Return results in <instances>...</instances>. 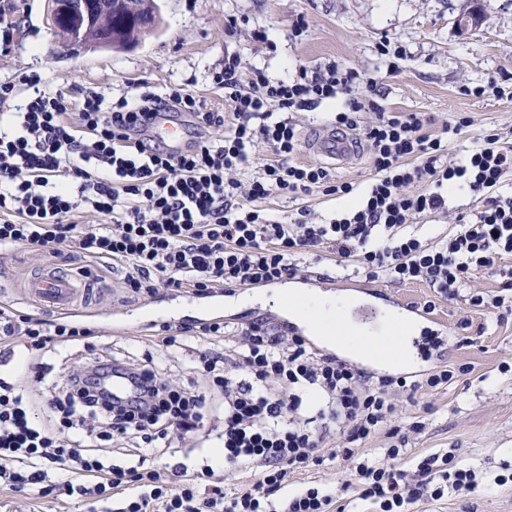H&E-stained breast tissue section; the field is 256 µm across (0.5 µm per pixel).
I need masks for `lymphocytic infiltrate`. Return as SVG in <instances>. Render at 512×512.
<instances>
[{"label": "lymphocytic infiltrate", "mask_w": 512, "mask_h": 512, "mask_svg": "<svg viewBox=\"0 0 512 512\" xmlns=\"http://www.w3.org/2000/svg\"><path fill=\"white\" fill-rule=\"evenodd\" d=\"M240 68L232 54L214 76L234 104L229 116L175 89L165 97L146 91L137 103L108 108L98 96H87L74 124L65 93L37 92L14 113V130H0V253L25 246L57 254L69 247L107 258L126 268V288L144 297L161 287L205 292L271 285L300 273L297 255L328 247L337 265H357L369 280L422 282L444 299L466 287L473 271L512 256V195L495 191L512 171V148L501 145L499 135H485L456 164L447 159L448 137L468 128V118L454 119L443 134L426 133L416 114L384 110L375 78L334 61L300 67L288 81L270 80L259 69L245 80ZM342 95L348 101L335 123L362 129L377 174L362 198L327 222L301 209L293 223L283 224L254 208V201L274 192L352 193L351 183L332 178L324 167L294 162L301 131L285 117ZM173 103L201 130L223 129V138L199 141L181 154L151 145L148 120ZM365 110L377 118L362 128L358 114ZM260 143L274 159L246 175ZM458 182L484 194L482 210L460 216L445 240L423 242L410 232L412 220L445 209L448 189ZM414 183L422 192L408 194ZM82 208L101 216V223L75 222ZM159 332L170 348L196 337L208 341L191 373L220 398L222 466L256 470L251 484L226 493L223 475L209 465L178 463L166 470L152 461L127 469L105 464L111 449L133 436L148 454L157 440L192 438L204 398L162 379L152 359L100 356L63 374L62 397L46 401L59 416L55 425L36 423L32 403L0 378V487L44 495L50 473L60 471L57 490L95 499L99 512H333L335 496L318 486L284 492L291 474L327 458L356 462L358 494L378 504L379 512H410L420 500L441 499L445 490L466 497L478 486L476 472L450 455L425 457L412 473L396 465L408 442L407 434L389 426L396 395L452 384L455 370L448 365L412 380L376 377L264 320L233 328L220 319L164 322ZM91 334L77 319L53 322L1 306L0 365L10 362L14 339L46 353ZM228 340L232 349L218 351V343ZM116 369L136 385L135 399H113L109 381ZM309 393L321 403L313 419L304 415ZM330 427L344 443L324 458L319 450L328 448ZM382 433L390 440L383 461H358L362 447Z\"/></svg>", "instance_id": "f902f5d3"}]
</instances>
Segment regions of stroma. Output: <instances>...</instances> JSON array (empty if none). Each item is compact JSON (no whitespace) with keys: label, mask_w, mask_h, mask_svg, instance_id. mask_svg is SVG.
Returning <instances> with one entry per match:
<instances>
[{"label":"stroma","mask_w":512,"mask_h":512,"mask_svg":"<svg viewBox=\"0 0 512 512\" xmlns=\"http://www.w3.org/2000/svg\"><path fill=\"white\" fill-rule=\"evenodd\" d=\"M474 1L485 21L478 31H462L456 18ZM161 13L158 30L147 33L136 48L75 51L48 24L46 0H0V26L12 35L9 52L0 55V83L15 86L0 108L13 112L23 106L32 94L25 80L34 77L40 89L63 91L76 105L90 94L108 107L123 99L135 100L145 91L162 95L179 88L206 108L225 113L234 105L212 75L223 68L227 55L240 57L243 73L258 68L275 81L292 77L302 65L337 61L364 76L379 77L383 107L417 114L427 132L439 130L455 116L469 117L466 134L448 139L451 161L464 160L490 131L500 136L502 145H512V102L471 94L474 87L491 80L512 89V0H162ZM232 24L237 27L233 33L228 30ZM259 29L267 33L269 45L252 39V32ZM386 41L392 54L381 52ZM340 107L337 101L324 102L290 113L304 140L294 162L321 164L307 142L332 129ZM347 206V199L317 190L296 199L274 193L257 204L286 223L301 208L321 219ZM482 206L480 195L456 189L448 196L446 210L415 218L413 230L421 239L438 240L454 230L458 214H474ZM334 259L330 249L323 248L318 254L300 256L299 262L319 272L320 293L342 298L352 331L385 339L391 315L404 316L409 307L435 301L426 285H399L386 279L372 282L363 293L342 291L339 281H358L362 275L355 266H336ZM53 261L51 254L24 246L6 251L0 304L30 312L22 287ZM64 266L81 268L98 280L93 311L85 317L95 334L87 346L44 355L39 370L32 368L27 349L16 346L13 360L0 367V377L18 381L32 397L51 386L63 368L99 355L133 360L151 352L165 377L182 383L204 344L193 340L166 350L155 337L163 322L192 323L218 313L232 323L263 319L301 336L312 334L297 313L270 303L269 287L228 288L221 294L162 289L143 298L126 290L125 272L111 260L77 254ZM510 283V256L495 270L474 272L455 299L435 301L434 314L445 326L444 350L429 357L417 350L409 367L393 363L385 367L394 376L419 375L439 362L462 370L448 388L399 397L393 423L424 424L421 433L409 439L401 460L405 469H415L424 457L449 452L458 464L477 472L479 487L466 498L451 492L437 501H418L412 512H512V482L497 480L498 475L512 473V371L499 369L500 363L512 364V311L502 308L492 314L468 303L472 294H494ZM352 469V464L339 466L328 460L292 475L288 490L295 493L318 485L334 491ZM0 512H95V505L89 499L40 497L30 489L2 488Z\"/></svg>","instance_id":"1"}]
</instances>
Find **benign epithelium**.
<instances>
[{
  "instance_id": "7a95c632",
  "label": "benign epithelium",
  "mask_w": 512,
  "mask_h": 512,
  "mask_svg": "<svg viewBox=\"0 0 512 512\" xmlns=\"http://www.w3.org/2000/svg\"><path fill=\"white\" fill-rule=\"evenodd\" d=\"M53 29L73 49L133 48L161 24L158 0H49Z\"/></svg>"
}]
</instances>
